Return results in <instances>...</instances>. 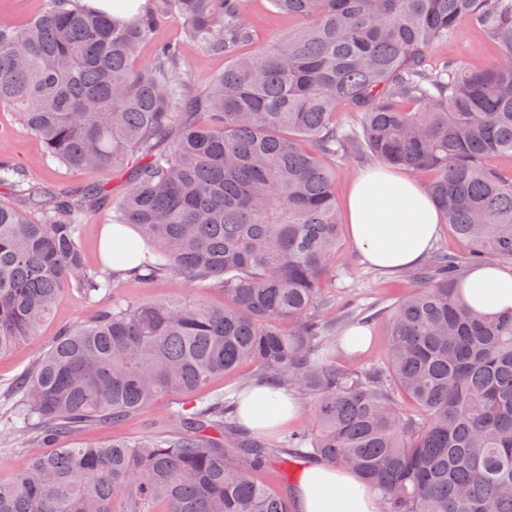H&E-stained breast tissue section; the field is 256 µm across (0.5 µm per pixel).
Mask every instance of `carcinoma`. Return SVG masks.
Instances as JSON below:
<instances>
[{"label": "carcinoma", "mask_w": 512, "mask_h": 512, "mask_svg": "<svg viewBox=\"0 0 512 512\" xmlns=\"http://www.w3.org/2000/svg\"><path fill=\"white\" fill-rule=\"evenodd\" d=\"M300 21L258 44L245 0H153L131 20L49 0L25 24L0 19V106L45 157L92 179L0 195V356L33 338L57 300L112 292L59 332L17 384L11 415L33 446L0 481V512H288L255 474L273 458L352 469L380 512H512V312L475 313L463 267L512 263V0H269ZM228 60L200 93L179 44L150 64L140 45L163 16ZM501 49L495 64H433L457 19ZM343 102L362 133L336 124ZM370 153L426 178L462 246L409 278L374 367L324 354L323 285L339 276L341 224L329 157ZM129 189L112 223L150 253L121 272L85 267L83 219ZM0 153V187L23 191ZM173 275L201 298L132 302L115 288ZM248 360L313 401V426L276 448L243 432L239 396L204 401L212 377ZM164 396L176 431L105 444L51 443L114 424Z\"/></svg>", "instance_id": "1"}]
</instances>
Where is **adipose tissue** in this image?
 Here are the masks:
<instances>
[{
	"instance_id": "obj_1",
	"label": "adipose tissue",
	"mask_w": 512,
	"mask_h": 512,
	"mask_svg": "<svg viewBox=\"0 0 512 512\" xmlns=\"http://www.w3.org/2000/svg\"><path fill=\"white\" fill-rule=\"evenodd\" d=\"M345 209L355 247L366 263L384 271L420 264L432 247L440 222L418 179L380 165L354 176ZM463 290L477 312L512 309V269L489 264L471 270ZM300 414L299 404L285 390L266 383L245 389L239 403L241 423L255 432L278 429ZM294 492L300 512H377L373 496L348 469H305Z\"/></svg>"
}]
</instances>
